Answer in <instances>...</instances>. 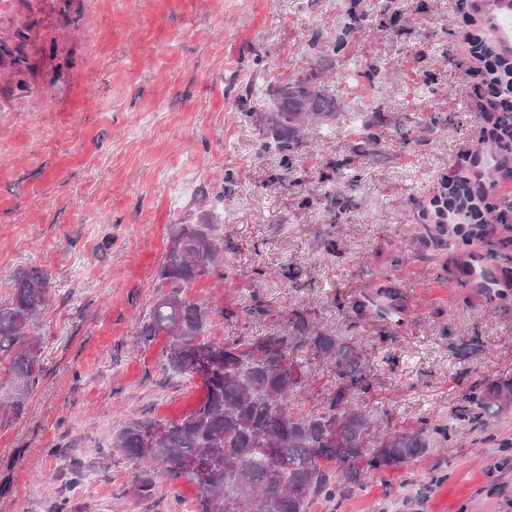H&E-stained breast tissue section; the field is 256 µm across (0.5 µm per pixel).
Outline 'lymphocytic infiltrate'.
Masks as SVG:
<instances>
[{"label": "lymphocytic infiltrate", "instance_id": "lymphocytic-infiltrate-1", "mask_svg": "<svg viewBox=\"0 0 512 512\" xmlns=\"http://www.w3.org/2000/svg\"><path fill=\"white\" fill-rule=\"evenodd\" d=\"M461 32L470 56L480 67L474 93L482 105L486 127L484 141L496 147L493 166H486L481 153L465 151L449 188L458 189L465 203L449 201V212L467 224H482L489 212L499 219L512 213V195L499 193L500 185H512V53H503L496 38L475 13L473 0H459Z\"/></svg>", "mask_w": 512, "mask_h": 512}]
</instances>
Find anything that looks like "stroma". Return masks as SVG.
I'll use <instances>...</instances> for the list:
<instances>
[{"label": "stroma", "mask_w": 512, "mask_h": 512, "mask_svg": "<svg viewBox=\"0 0 512 512\" xmlns=\"http://www.w3.org/2000/svg\"><path fill=\"white\" fill-rule=\"evenodd\" d=\"M29 2L0 12V32L42 36L32 56H0L13 101L0 110V300L21 266L41 269L49 293L44 374L21 416L0 409V512H193L184 480L135 496L141 470L112 441L120 422L176 420L203 395L199 379L163 369L167 337L141 329L168 289L171 226L206 221L232 238L218 275L185 290L208 301L211 340L271 334L246 313L255 293L282 314L309 311L371 367L357 404L375 436L423 419L448 430L418 461L367 472L311 512H512V411L483 433L457 413L464 392L512 376V288L479 275L483 257L512 271V219L490 215L479 238L448 221L437 247L422 218L461 153L494 150L479 140L457 0H70L65 34ZM354 12L370 23L349 29ZM315 33L343 49L309 48ZM372 62L384 71L370 85ZM323 70L336 115L307 125L282 164L252 110L279 82ZM243 73L254 80L241 103ZM376 115L372 145L362 128ZM391 302L401 325L380 313Z\"/></svg>", "instance_id": "stroma-1"}]
</instances>
